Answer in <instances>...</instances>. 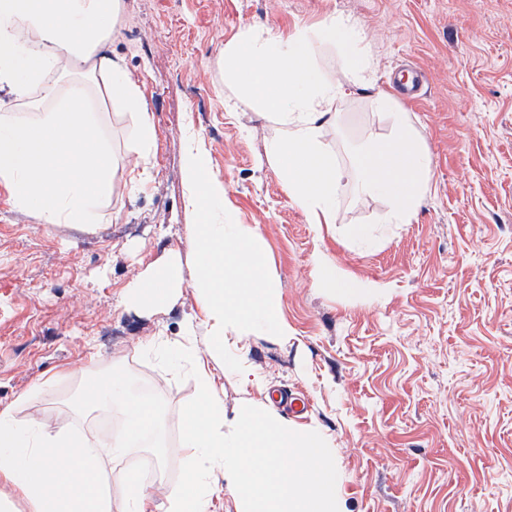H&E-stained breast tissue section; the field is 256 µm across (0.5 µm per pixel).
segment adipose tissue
I'll return each mask as SVG.
<instances>
[{
  "mask_svg": "<svg viewBox=\"0 0 512 512\" xmlns=\"http://www.w3.org/2000/svg\"><path fill=\"white\" fill-rule=\"evenodd\" d=\"M122 9V0H0V85L12 94L10 108L0 111V182L37 223L91 228L108 219L112 146L97 101L120 104L133 120L131 180L141 179L157 147L142 86L101 53ZM325 49L391 121L390 139L360 155L356 188L388 199L390 223H410L428 190V156L406 110L379 88L356 20L334 15L287 36L245 29L224 48V78L279 125L267 154L282 167L291 201L311 223L332 224L345 173L324 134L346 90L320 68L317 54ZM175 273L172 266L150 272L132 285L129 300L165 306ZM75 405L123 416L113 455L163 445V401L133 393L118 364L81 371ZM110 484L122 491V512H154L138 474L105 469L72 422L51 426L21 406L0 409V512H112Z\"/></svg>",
  "mask_w": 512,
  "mask_h": 512,
  "instance_id": "obj_1",
  "label": "adipose tissue"
}]
</instances>
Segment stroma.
Returning <instances> with one entry per match:
<instances>
[{"label":"stroma","mask_w":512,"mask_h":512,"mask_svg":"<svg viewBox=\"0 0 512 512\" xmlns=\"http://www.w3.org/2000/svg\"><path fill=\"white\" fill-rule=\"evenodd\" d=\"M110 53L144 88L157 134L150 178L124 166L132 121L110 106L113 219L93 231L38 224L0 183V408L27 393L28 413L76 418L90 441L111 425L74 406L75 373L117 362L165 403V466L149 490L164 508L181 466L180 408L195 393L142 358L153 338L213 324L195 289L194 210L185 175L196 146L224 184L223 205L255 235L288 333L224 331L243 373L218 375L226 425L261 404L312 426L331 446L344 512H512V0H123ZM333 15L360 25L382 87L421 72L419 97H400L430 160L429 189L407 224H388L381 196L344 181L336 222L316 225L294 205L266 150L280 129L224 79L219 56L248 27L285 33ZM325 141L338 166L390 133L365 91L336 105ZM364 226L368 236L351 239ZM332 270L316 276V259ZM179 263L167 305H131L129 287ZM354 283L355 293L341 292ZM67 368L71 377L47 383Z\"/></svg>","instance_id":"35a3bbf8"}]
</instances>
